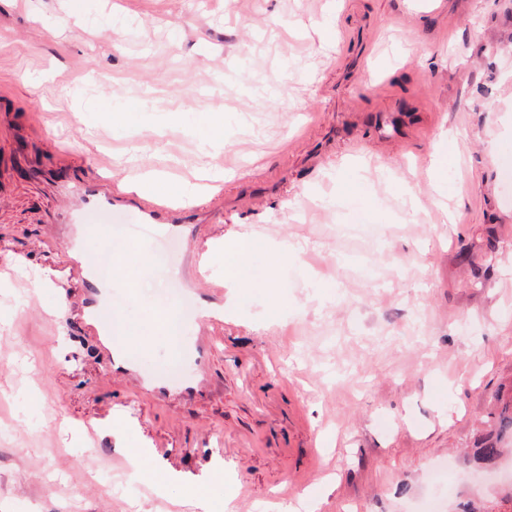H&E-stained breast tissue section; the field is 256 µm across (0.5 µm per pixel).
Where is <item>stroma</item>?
Wrapping results in <instances>:
<instances>
[{
  "instance_id": "stroma-1",
  "label": "stroma",
  "mask_w": 512,
  "mask_h": 512,
  "mask_svg": "<svg viewBox=\"0 0 512 512\" xmlns=\"http://www.w3.org/2000/svg\"><path fill=\"white\" fill-rule=\"evenodd\" d=\"M83 3L0 0V504L178 512L220 464L251 512H512V462L468 455L512 401V0ZM214 112L226 145L200 176ZM159 130L165 157L139 165L174 159L200 199L165 278L152 238L87 239L119 285L116 254L142 255L113 319L182 307L161 296L186 253L244 231L302 246L252 254L206 387L166 402L80 319L57 193L102 174L119 202L160 197L117 165ZM210 268L184 338L222 294ZM135 448L140 471L118 466Z\"/></svg>"
}]
</instances>
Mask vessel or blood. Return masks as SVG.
<instances>
[{
    "label": "vessel or blood",
    "instance_id": "vessel-or-blood-1",
    "mask_svg": "<svg viewBox=\"0 0 512 512\" xmlns=\"http://www.w3.org/2000/svg\"><path fill=\"white\" fill-rule=\"evenodd\" d=\"M67 209L63 216L66 226L64 252L70 267L75 270L81 281L90 284L80 311L82 319L92 326L96 332L103 352L115 372L133 377L139 386L149 389L158 399L165 400L175 395H187L197 390L202 384L203 375H196L193 380L179 384L169 380L142 374L136 362L137 348L134 345L119 343L112 334L109 318L116 304V293L110 275L101 271L100 267L86 262L82 242L93 232L106 233L112 228V218L118 209L112 200V193L103 181L87 183L75 181L65 195ZM159 206H133L130 212L149 228H160L164 235L175 236L178 227L174 224L157 225L156 216ZM224 313L213 310L205 322L201 336L189 347L180 346L176 349L178 357L200 360L206 346L212 345L216 328L223 326Z\"/></svg>",
    "mask_w": 512,
    "mask_h": 512
}]
</instances>
